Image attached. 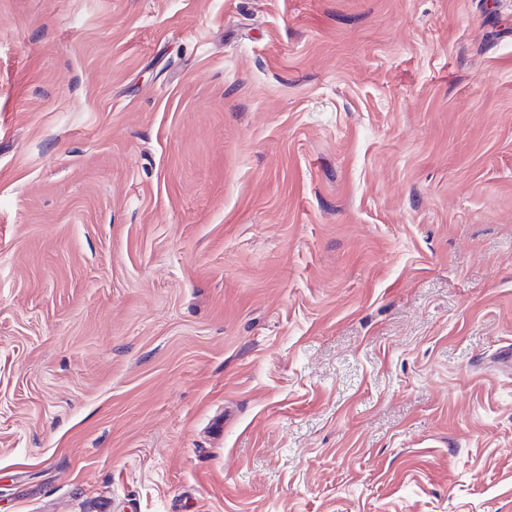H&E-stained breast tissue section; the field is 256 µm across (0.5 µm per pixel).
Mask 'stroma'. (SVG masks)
Returning <instances> with one entry per match:
<instances>
[{
    "mask_svg": "<svg viewBox=\"0 0 512 512\" xmlns=\"http://www.w3.org/2000/svg\"><path fill=\"white\" fill-rule=\"evenodd\" d=\"M512 512V0H0V512Z\"/></svg>",
    "mask_w": 512,
    "mask_h": 512,
    "instance_id": "1",
    "label": "stroma"
}]
</instances>
